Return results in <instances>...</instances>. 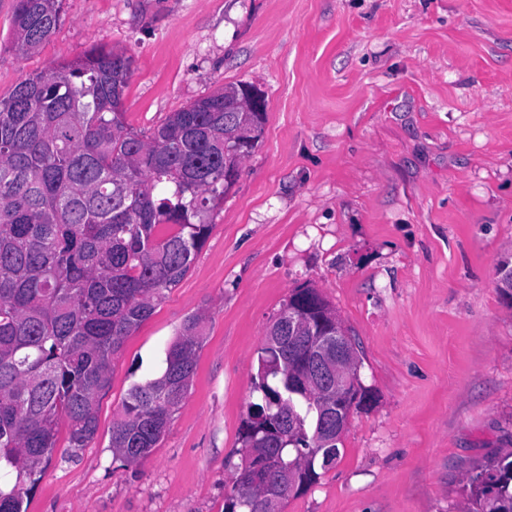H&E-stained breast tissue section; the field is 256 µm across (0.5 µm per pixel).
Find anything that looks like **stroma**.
Returning a JSON list of instances; mask_svg holds the SVG:
<instances>
[{
    "mask_svg": "<svg viewBox=\"0 0 512 512\" xmlns=\"http://www.w3.org/2000/svg\"><path fill=\"white\" fill-rule=\"evenodd\" d=\"M13 11L0 0V98L103 44L133 59L136 130L239 83L267 104L205 245L113 360L95 439L71 452L60 422L28 512H224L258 351L305 285L372 398L284 512H464L468 477L512 451V0H64L27 56ZM198 311L189 391L127 464L112 422Z\"/></svg>",
    "mask_w": 512,
    "mask_h": 512,
    "instance_id": "1",
    "label": "stroma"
}]
</instances>
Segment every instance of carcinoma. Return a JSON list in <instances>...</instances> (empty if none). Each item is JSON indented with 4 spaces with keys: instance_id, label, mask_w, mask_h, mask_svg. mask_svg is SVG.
<instances>
[{
    "instance_id": "obj_1",
    "label": "carcinoma",
    "mask_w": 512,
    "mask_h": 512,
    "mask_svg": "<svg viewBox=\"0 0 512 512\" xmlns=\"http://www.w3.org/2000/svg\"><path fill=\"white\" fill-rule=\"evenodd\" d=\"M63 0H15L12 49L24 56L56 32ZM132 61L96 47L28 77L0 99V512H24V497L52 457L60 418L68 447H88L99 398L125 338L179 284L206 242L212 217L258 146L265 113L226 112L246 84L169 113L149 132L120 111ZM164 185L163 193L156 192ZM512 265L499 288L512 304ZM295 315L288 340V309ZM203 315L183 321L160 376L134 385L113 421L111 447L145 460L187 394L202 344ZM336 333V311L314 288L295 289L269 327L244 422V449L263 452L235 473L224 512H250L259 490L285 501L317 482L342 448L317 434L336 403L357 409L363 385L341 398L307 377L308 336ZM466 512H512V451L468 479Z\"/></svg>"
}]
</instances>
